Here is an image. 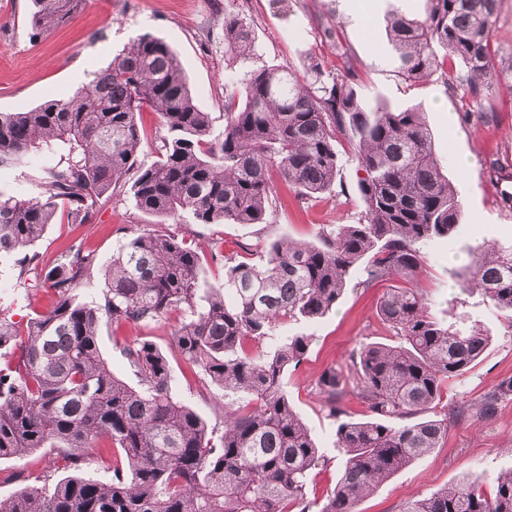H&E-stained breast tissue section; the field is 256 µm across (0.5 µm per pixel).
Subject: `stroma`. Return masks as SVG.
Listing matches in <instances>:
<instances>
[{
	"mask_svg": "<svg viewBox=\"0 0 512 512\" xmlns=\"http://www.w3.org/2000/svg\"><path fill=\"white\" fill-rule=\"evenodd\" d=\"M226 2L83 0L71 20L35 39L27 27L31 0H0V112L26 111L47 97L81 86L125 45L146 32L162 39L178 55L195 100L210 113L217 134L224 130V84L236 78L246 65L288 62L302 71L315 58L334 75L344 72L348 65H357L365 103H382L394 109L413 107L423 112L444 171L461 196V223L456 233L424 246L425 264L419 279L432 300L435 319L452 323L463 318L480 324L491 337L480 362L463 375L449 378L441 401L451 410L463 403L477 404L501 379L512 376V320L480 293L460 292L456 280L471 255L480 253L486 245H512V210L499 205L505 184L486 171L490 160L512 159V94L504 90L496 94L495 112L489 121H467L457 99L442 84L410 85L398 77L384 15L394 6L407 15L423 14L424 0H377L373 15L363 25L347 14L345 0H246L244 11L256 49L249 64L225 51ZM327 27L332 30L328 37L323 34ZM340 41L350 45L352 58L337 55L336 44ZM337 150L342 168L336 184L331 193L315 203L298 201L294 193L286 191L281 207L264 224H198L185 213L178 221L169 220L163 226L167 231L193 237L206 249L255 263L261 262L268 243L281 234L301 243L315 241L320 225L355 223L361 209L351 159L353 148L342 141ZM156 224V218L136 210L129 191H119L109 202L97 206L88 223L59 221L49 226L37 249L44 262L51 265L60 260L67 244L79 243L94 250L100 264L106 266L113 251L131 233ZM385 288L382 281L349 286L339 305L326 316L289 322L279 328L284 335L304 333L313 338L305 361L289 371L287 384L296 412L309 426L325 459L304 489L308 502L324 500L346 461L336 446V424L328 415L317 381L328 369L346 368L359 345L392 342L393 336L377 312ZM49 303L45 292L17 286L13 257H0V306L8 309L18 327H25ZM183 318V311L178 310L138 327L103 326L101 348L113 372L133 382L122 354L123 345L141 338L168 349L171 335ZM171 363L175 397L204 417L213 418V401L219 389L180 357H172ZM476 470L491 478L512 470V397L501 402L492 418L481 420L472 415L453 420L439 448L361 499L356 512H403L407 502L448 488L463 474ZM47 474L48 457L41 450L1 461L0 497L42 484Z\"/></svg>",
	"mask_w": 512,
	"mask_h": 512,
	"instance_id": "1",
	"label": "stroma"
}]
</instances>
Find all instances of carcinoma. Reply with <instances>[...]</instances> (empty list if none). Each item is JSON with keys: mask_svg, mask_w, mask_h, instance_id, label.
<instances>
[{"mask_svg": "<svg viewBox=\"0 0 512 512\" xmlns=\"http://www.w3.org/2000/svg\"><path fill=\"white\" fill-rule=\"evenodd\" d=\"M32 3L33 38L71 20L80 6ZM500 3L425 0L421 17L390 14L400 78L436 80L466 116L488 120L495 94L512 82V52L495 38ZM224 46L253 59L251 27L233 4L224 8ZM145 106L165 131L147 165L138 162L137 115ZM210 136V113L196 104L180 59L149 32L73 92L0 113V169L24 167L34 154L45 160L36 176L40 195L0 192V254L17 256L18 285L54 293L51 307L23 330L0 308V357L14 346L21 351L18 362L0 363V460L40 449L71 453L107 439L124 461L102 482L80 473L76 455L71 473L52 458L58 477L0 500V512H310L304 487L322 455L285 384L313 337L279 336L275 327L329 313L355 272L364 284L405 281L387 289L378 307L398 342L363 343L346 371L318 379L336 421V447L347 456L320 512H355L360 499L446 438L448 413L437 410L442 385L476 365L491 336L476 324L456 328L431 317L417 283L423 246L452 237L461 215L422 113L367 106L353 68L330 76L319 62L303 72L263 65L232 82L223 139L215 146ZM341 139L354 150L358 221L324 224L311 243L284 234L262 263L224 258V290L199 312L206 256L191 239L145 230L126 239L103 271L80 244L52 267L33 250L58 216L88 222L129 174L134 207L146 215L189 211L198 224H265L276 204L274 176L305 200L332 190ZM101 271L104 287L84 298L81 286ZM457 286L479 291L512 319V248H485ZM179 309L192 317L175 330L172 347L224 392L213 423L172 394V366L152 342L123 347L135 387L103 356L104 325L152 323ZM248 338L270 350L245 352ZM350 393L367 405L368 418H350L343 407ZM511 395L507 377L481 399L478 417L492 416ZM486 482L485 473H470L405 512H512V472L489 491Z\"/></svg>", "mask_w": 512, "mask_h": 512, "instance_id": "obj_1", "label": "carcinoma"}]
</instances>
